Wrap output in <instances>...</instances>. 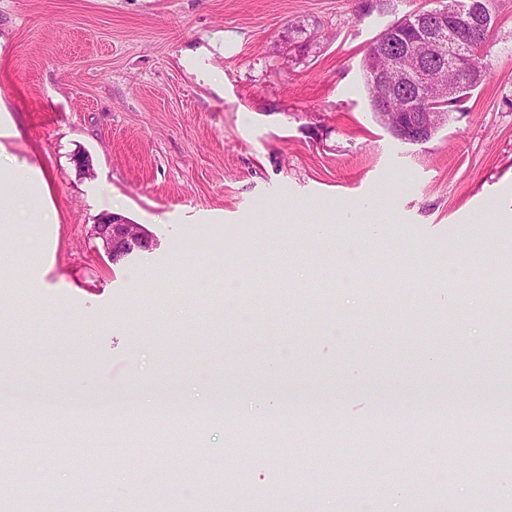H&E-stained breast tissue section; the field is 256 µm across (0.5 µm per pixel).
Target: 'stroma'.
<instances>
[{
  "label": "stroma",
  "instance_id": "stroma-1",
  "mask_svg": "<svg viewBox=\"0 0 512 512\" xmlns=\"http://www.w3.org/2000/svg\"><path fill=\"white\" fill-rule=\"evenodd\" d=\"M0 0V147L50 185L55 243L32 197L0 224V247L47 249L22 308L0 284V392L22 404L118 407L124 448L97 474L56 462L39 426L17 474L26 512H475L466 461L422 412H476L484 466L512 429V375L483 363L511 299L448 288V257L512 267V0H496L483 81L428 142L375 118L362 60L388 25L436 0ZM88 155L91 174L74 163ZM143 225L152 250L119 264L93 226ZM321 224L322 236L307 227ZM262 253L265 265L236 256ZM201 255L209 267L179 266ZM284 398L291 421L237 447L216 425L177 459L191 414ZM398 424L372 427L378 410ZM429 487L408 489L406 476ZM408 489L406 500L396 493Z\"/></svg>",
  "mask_w": 512,
  "mask_h": 512
}]
</instances>
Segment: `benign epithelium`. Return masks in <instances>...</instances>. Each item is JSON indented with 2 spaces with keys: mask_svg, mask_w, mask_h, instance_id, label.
Instances as JSON below:
<instances>
[{
  "mask_svg": "<svg viewBox=\"0 0 512 512\" xmlns=\"http://www.w3.org/2000/svg\"><path fill=\"white\" fill-rule=\"evenodd\" d=\"M456 13L454 2H441L436 15L439 23L422 15L417 25L427 30L428 55L420 57L415 51L404 48L394 49L388 57V64L382 65L380 59L370 63V71L379 83L381 94L376 106L381 110L379 121L387 122L385 110L394 99V87L386 82L390 72L396 73L404 86L425 89L437 86V96L442 99H451L456 95V87L448 84H436L434 68L438 64H456L466 55L467 47L447 34L446 18ZM444 124L442 113L431 108L420 112H411L403 117L400 124L395 127L392 135L407 143L420 144L433 138ZM95 238L101 240L107 258L117 264L136 251L144 248L151 250L156 243L149 233L128 219L116 215H108L101 219L93 228Z\"/></svg>",
  "mask_w": 512,
  "mask_h": 512,
  "instance_id": "obj_1",
  "label": "benign epithelium"
}]
</instances>
